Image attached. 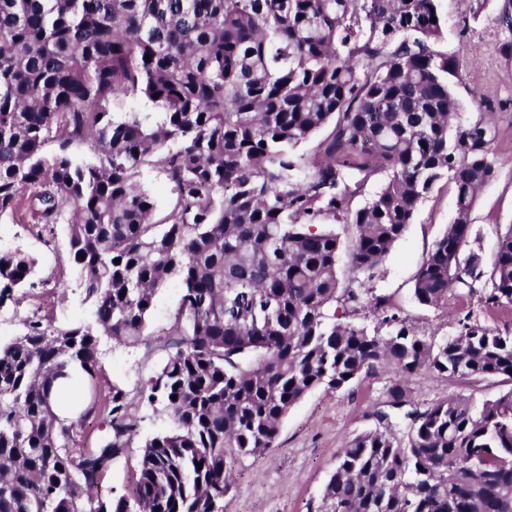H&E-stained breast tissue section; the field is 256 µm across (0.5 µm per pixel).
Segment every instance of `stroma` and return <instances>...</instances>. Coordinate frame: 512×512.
Wrapping results in <instances>:
<instances>
[{"mask_svg": "<svg viewBox=\"0 0 512 512\" xmlns=\"http://www.w3.org/2000/svg\"><path fill=\"white\" fill-rule=\"evenodd\" d=\"M512 0H487L475 12L473 0H438L445 18L440 50L464 65L454 95L462 117L490 118L496 128V175L478 194L471 212V245L492 259L497 239L512 227V35L500 29L497 16ZM455 216V195L439 184L418 207L404 236L371 283L372 299L411 325L417 334L439 340L453 335L459 318L473 314L492 328L512 322V309L485 307L478 295L449 294L447 305H419L413 295L415 276L434 241ZM9 248L36 258L34 284L0 304V341L18 334L25 320L44 319L65 327L88 319L93 302L78 286L67 250V226L41 232L36 225L0 220ZM182 284L168 280L155 296L146 334L134 344L102 337L100 362L104 377L136 398L141 385L172 351L175 315ZM394 371L381 367L341 390L317 388L296 403L281 423L275 448L257 458L240 459L233 471L225 512H316L336 454L353 436L374 427L375 412L386 409ZM407 389L415 405L426 407L451 395L464 394L475 403L494 398L503 386L495 380L474 387L428 371L410 377ZM139 450L130 448L113 459L100 487L102 496L127 493L138 469Z\"/></svg>", "mask_w": 512, "mask_h": 512, "instance_id": "obj_1", "label": "stroma"}]
</instances>
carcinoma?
Masks as SVG:
<instances>
[{
  "instance_id": "1",
  "label": "carcinoma",
  "mask_w": 512,
  "mask_h": 512,
  "mask_svg": "<svg viewBox=\"0 0 512 512\" xmlns=\"http://www.w3.org/2000/svg\"><path fill=\"white\" fill-rule=\"evenodd\" d=\"M444 26L437 0H0V218L70 214L94 305L91 323L31 318L0 345V512H224L233 466L275 447L292 406L376 367L399 374L390 410L337 453L317 512H512V329L467 314L427 340L378 305L377 326L354 321L436 185L469 215L495 177L493 129L462 119V64L436 48ZM140 97L155 111L126 109ZM328 126L301 167L295 150ZM154 156L175 193L158 222L140 183ZM318 224L351 235L347 273L341 235ZM470 239L450 224L434 242L419 304L482 285L485 306L512 305V228L489 263ZM2 264L0 303L35 260L7 249ZM173 277L184 326L143 388L172 428L141 443L131 498L103 500L137 430L100 337L138 342ZM256 299L273 320L249 316ZM421 369L511 388L421 410L404 386ZM91 416L108 428L97 446Z\"/></svg>"
}]
</instances>
